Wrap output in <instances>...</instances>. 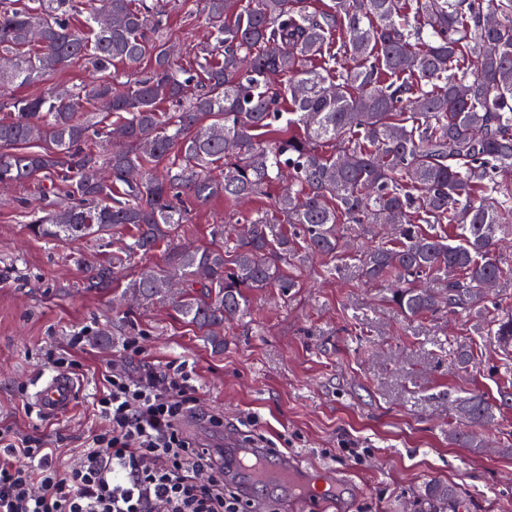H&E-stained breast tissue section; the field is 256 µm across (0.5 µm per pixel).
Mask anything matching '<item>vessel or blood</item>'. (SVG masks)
Masks as SVG:
<instances>
[{"label": "vessel or blood", "instance_id": "obj_1", "mask_svg": "<svg viewBox=\"0 0 512 512\" xmlns=\"http://www.w3.org/2000/svg\"><path fill=\"white\" fill-rule=\"evenodd\" d=\"M79 395L75 378L66 373L53 375L37 383L33 403L41 415L54 417L66 412ZM226 446L236 450V472L239 477L241 495H250L254 485L272 482L288 488L296 496L321 498L327 495V488H312L301 482L296 467L287 458L276 455L271 449L260 448L228 437Z\"/></svg>", "mask_w": 512, "mask_h": 512}]
</instances>
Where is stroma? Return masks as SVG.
<instances>
[{
    "label": "stroma",
    "instance_id": "35a3bbf8",
    "mask_svg": "<svg viewBox=\"0 0 512 512\" xmlns=\"http://www.w3.org/2000/svg\"><path fill=\"white\" fill-rule=\"evenodd\" d=\"M167 35L183 66H190L207 28L201 13H169ZM0 203V427L36 438L55 451L66 472L102 423L92 406L108 369L138 375L149 368L187 364L195 378V414L207 429L199 440L224 445L226 434L288 440L299 471L330 482L336 494L298 498L281 487L258 490L266 512H414L429 481L456 483L469 496L468 512H512V406L502 408L490 435L493 449L479 456L448 439L450 401L476 391L492 402L512 392L504 356L489 347L484 326L461 315L405 318L369 283L356 256L384 242L356 224L340 227L346 260L327 273L315 260L290 296L255 293L242 321L224 330V348L204 344L193 326L169 308L125 314L114 304L120 287L89 291L68 244L29 235L22 203L38 201L36 184L14 187ZM270 209V199L235 207L213 201L193 211L184 238L208 243L214 224ZM73 351L80 394L59 417L34 413L29 392L49 375L45 353ZM473 353L459 369L458 352ZM256 415V426L242 419ZM219 416L223 426L211 425Z\"/></svg>",
    "mask_w": 512,
    "mask_h": 512
}]
</instances>
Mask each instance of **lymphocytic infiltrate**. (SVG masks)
Instances as JSON below:
<instances>
[{
  "instance_id": "obj_1",
  "label": "lymphocytic infiltrate",
  "mask_w": 512,
  "mask_h": 512,
  "mask_svg": "<svg viewBox=\"0 0 512 512\" xmlns=\"http://www.w3.org/2000/svg\"><path fill=\"white\" fill-rule=\"evenodd\" d=\"M104 381L93 404L106 428L66 473L53 449L0 432V512H240L223 465L181 428L196 401L186 365Z\"/></svg>"
}]
</instances>
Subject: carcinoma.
<instances>
[{
    "mask_svg": "<svg viewBox=\"0 0 512 512\" xmlns=\"http://www.w3.org/2000/svg\"><path fill=\"white\" fill-rule=\"evenodd\" d=\"M179 2L0 0V52L14 57L0 65L1 97L75 61L96 73L66 98H17L0 121V183L42 178L40 199L61 196L42 216L25 212L29 234L79 244L130 229L88 275L89 291L164 249V265L125 280L124 293L172 307L215 349L254 293L286 295L313 257L336 260L340 224L400 226L360 262L369 280L395 283L387 301L403 316L484 319L485 283L512 276L496 254L512 227V0H195L210 42L192 72L164 36ZM107 13L123 25L102 27ZM271 195L272 210L242 217L234 237L219 224L208 244L180 242L194 208ZM431 279L444 288L422 287ZM486 336L511 355L512 315ZM511 403L512 393L499 405L454 398L452 441L483 453L478 431ZM463 507L442 480L416 501L417 512Z\"/></svg>",
    "mask_w": 512,
    "mask_h": 512,
    "instance_id": "carcinoma-1",
    "label": "carcinoma"
}]
</instances>
